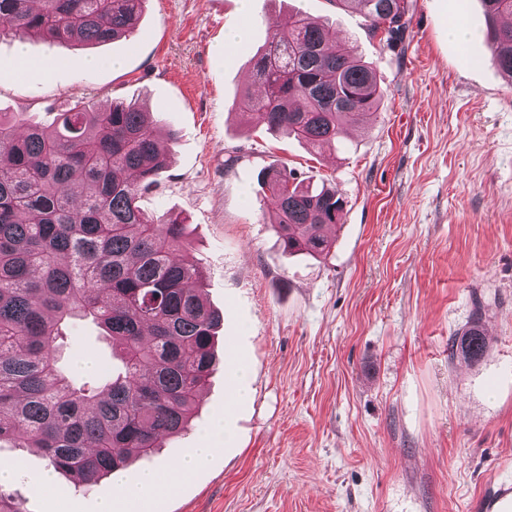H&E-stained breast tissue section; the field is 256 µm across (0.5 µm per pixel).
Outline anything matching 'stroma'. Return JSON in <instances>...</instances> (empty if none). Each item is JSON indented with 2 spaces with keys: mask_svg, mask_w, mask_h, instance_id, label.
<instances>
[{
  "mask_svg": "<svg viewBox=\"0 0 512 512\" xmlns=\"http://www.w3.org/2000/svg\"><path fill=\"white\" fill-rule=\"evenodd\" d=\"M300 11L372 63L384 98L366 123L322 151L239 116L235 99L267 40L268 20ZM467 44L448 36L454 23ZM248 26L245 43L226 34ZM0 38V111L49 124L77 103L135 101L174 129L168 167L141 207L186 219L188 260L220 309L217 365L186 433L126 469L166 470L204 443L218 417L229 441L171 495L128 512H483L500 463L512 465V84L486 36L480 0H413L389 49L332 0H147L137 34L94 47L27 45L17 74ZM100 59L89 70L87 58ZM288 165L345 200L324 258L284 254L258 174ZM481 311L483 359L450 358ZM60 363L82 378L115 366L98 328L76 320ZM248 399L228 407L230 369ZM0 491L25 512H98L115 476L80 486L26 448Z\"/></svg>",
  "mask_w": 512,
  "mask_h": 512,
  "instance_id": "1",
  "label": "stroma"
}]
</instances>
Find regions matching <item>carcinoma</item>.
Listing matches in <instances>:
<instances>
[{"mask_svg":"<svg viewBox=\"0 0 512 512\" xmlns=\"http://www.w3.org/2000/svg\"><path fill=\"white\" fill-rule=\"evenodd\" d=\"M145 0H0V22L20 40L99 44L132 36ZM365 18L391 48L404 40L410 0H332ZM497 64L512 80V0H481ZM256 63L257 93L235 101L266 130L314 147L364 122L382 91L373 68L346 54L313 17L268 22ZM173 131L158 134L135 102L76 103L45 127L0 112V444L35 448L78 484L152 456L178 435L216 365L223 317L204 300L201 268L177 214L138 205L167 169ZM261 180L275 202L272 225L286 254H326L325 229L341 219L338 190H310L288 167ZM89 319L121 370L77 383L59 366V340ZM489 341L474 316L450 356L469 364Z\"/></svg>","mask_w":512,"mask_h":512,"instance_id":"carcinoma-1","label":"carcinoma"}]
</instances>
